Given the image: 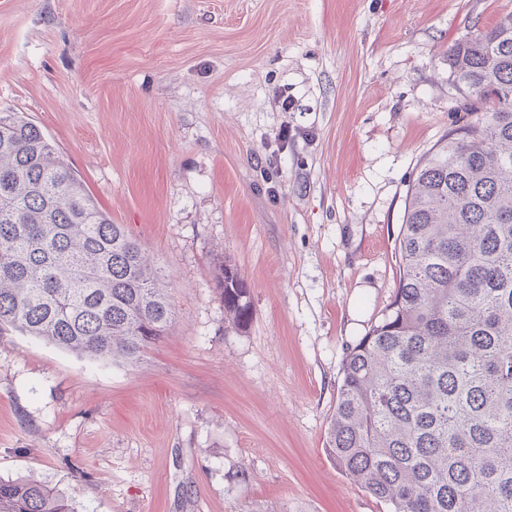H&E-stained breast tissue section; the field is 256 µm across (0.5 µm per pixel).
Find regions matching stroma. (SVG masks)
<instances>
[{"label":"stroma","instance_id":"stroma-1","mask_svg":"<svg viewBox=\"0 0 512 512\" xmlns=\"http://www.w3.org/2000/svg\"><path fill=\"white\" fill-rule=\"evenodd\" d=\"M510 12L0 0V112L140 242L174 311L135 363L0 331V479L75 512H389L325 452L342 361L394 297L409 181L461 117L448 49ZM225 259L250 286L242 331ZM215 289L224 302V324L242 330L251 321L250 288L237 267L224 260L215 269Z\"/></svg>","mask_w":512,"mask_h":512}]
</instances>
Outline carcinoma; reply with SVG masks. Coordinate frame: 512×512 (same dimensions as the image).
Wrapping results in <instances>:
<instances>
[{
	"label": "carcinoma",
	"instance_id": "carcinoma-1",
	"mask_svg": "<svg viewBox=\"0 0 512 512\" xmlns=\"http://www.w3.org/2000/svg\"><path fill=\"white\" fill-rule=\"evenodd\" d=\"M465 123L420 162L393 300L349 350L325 449L391 512H512V13L448 49ZM224 322L250 288L214 274ZM173 319L160 269L21 112H0V327L136 362ZM0 512H70L35 479Z\"/></svg>",
	"mask_w": 512,
	"mask_h": 512
}]
</instances>
